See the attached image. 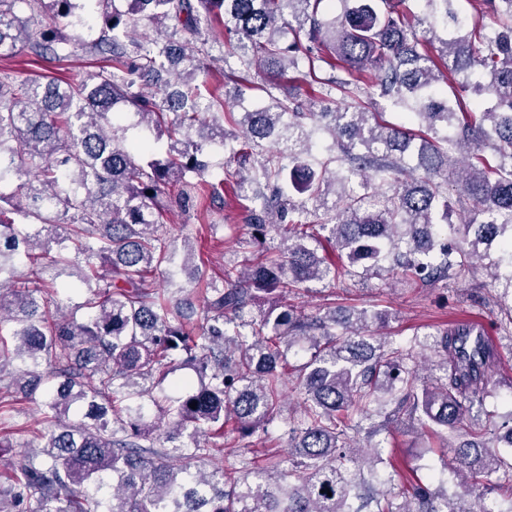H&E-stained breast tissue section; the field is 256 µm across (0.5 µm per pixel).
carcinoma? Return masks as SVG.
<instances>
[{
  "label": "carcinoma",
  "mask_w": 512,
  "mask_h": 512,
  "mask_svg": "<svg viewBox=\"0 0 512 512\" xmlns=\"http://www.w3.org/2000/svg\"><path fill=\"white\" fill-rule=\"evenodd\" d=\"M323 2L0 0V55L22 45L38 59L82 49L110 62L64 84L0 76V420L15 418L21 391L38 396L47 427L20 452L0 436V509L487 512L484 498L450 495L433 475L399 484L380 472L374 427L351 443L349 431L389 404L453 451L463 480L500 472L512 497V460L475 429L474 402L500 361L491 345L464 355L462 328L433 333L418 342L436 357L422 379L412 351L374 335L388 313L281 304L288 290L340 274L385 272L416 287L464 277L494 242L512 258V0H481L469 17L455 0H424L421 16L408 0H340L339 15L321 16ZM142 20L178 43L121 39ZM215 20L243 72L268 77L265 98L235 121L238 169L216 183L210 158L230 139L224 101H201L192 86ZM440 22L448 38L438 40ZM291 69L315 84L307 106L273 93ZM444 71L464 74L479 119L439 97ZM338 91L355 103L388 98L412 127L331 111ZM450 175L475 205L455 241L445 234ZM355 178L382 189L376 211L347 191ZM229 181L257 187V256L228 259L213 276L187 244L186 280L176 279L167 215L221 199ZM293 192L312 206L295 207ZM288 215V245L265 247ZM326 243L337 261L319 255ZM63 276L81 284L68 312ZM298 344L303 399L286 430L288 472L276 452L263 466L212 463L226 426L244 438L282 419V369ZM180 370L191 374L169 382ZM485 424L512 449V414Z\"/></svg>",
  "instance_id": "cac0c4a2"
}]
</instances>
